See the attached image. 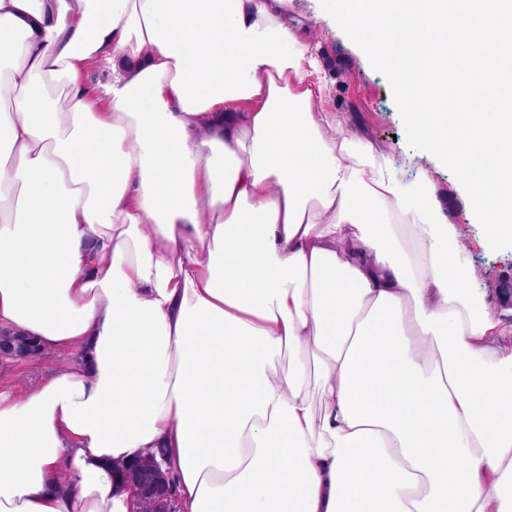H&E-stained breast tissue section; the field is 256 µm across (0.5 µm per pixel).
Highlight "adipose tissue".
<instances>
[{"instance_id":"obj_1","label":"adipose tissue","mask_w":512,"mask_h":512,"mask_svg":"<svg viewBox=\"0 0 512 512\" xmlns=\"http://www.w3.org/2000/svg\"><path fill=\"white\" fill-rule=\"evenodd\" d=\"M286 2L0 0V325L79 354L0 388V512L150 448L180 512H512V346Z\"/></svg>"}]
</instances>
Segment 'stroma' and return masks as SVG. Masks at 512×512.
<instances>
[{
	"label": "stroma",
	"mask_w": 512,
	"mask_h": 512,
	"mask_svg": "<svg viewBox=\"0 0 512 512\" xmlns=\"http://www.w3.org/2000/svg\"><path fill=\"white\" fill-rule=\"evenodd\" d=\"M299 38L319 54L326 91L313 109L328 112L338 129L359 136L381 150L404 181L428 177L434 184L457 242L471 271V286L481 303L499 315L505 335L512 336V302H503L500 288L512 284V248L491 251L481 225L470 217L466 192L455 175L432 160L428 152L411 149L388 79L374 69L347 35L328 18L319 0H288ZM64 349H42L33 359H0V381L19 395L37 387L47 376L75 362Z\"/></svg>",
	"instance_id": "35a3bbf8"
}]
</instances>
